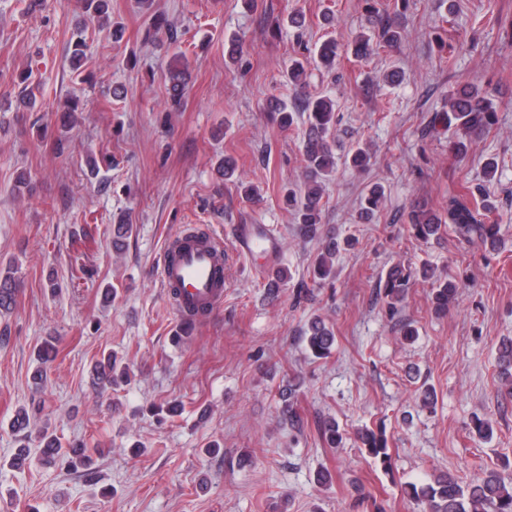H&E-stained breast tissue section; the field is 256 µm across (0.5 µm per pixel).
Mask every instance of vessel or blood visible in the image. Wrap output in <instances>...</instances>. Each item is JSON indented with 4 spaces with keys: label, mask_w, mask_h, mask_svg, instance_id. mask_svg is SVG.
Here are the masks:
<instances>
[{
    "label": "vessel or blood",
    "mask_w": 512,
    "mask_h": 512,
    "mask_svg": "<svg viewBox=\"0 0 512 512\" xmlns=\"http://www.w3.org/2000/svg\"><path fill=\"white\" fill-rule=\"evenodd\" d=\"M235 245L247 257L275 253L278 243L259 225L241 224L235 230ZM216 239L192 241L176 257L164 258L160 277L165 287L178 289L180 305L208 314L224 299V266L214 256Z\"/></svg>",
    "instance_id": "obj_1"
}]
</instances>
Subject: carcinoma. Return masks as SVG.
I'll return each instance as SVG.
<instances>
[{"label":"carcinoma","mask_w":512,"mask_h":512,"mask_svg":"<svg viewBox=\"0 0 512 512\" xmlns=\"http://www.w3.org/2000/svg\"><path fill=\"white\" fill-rule=\"evenodd\" d=\"M77 7L87 19L103 25L108 18L111 0H76ZM154 33L167 36L168 45L177 42V34L172 23L163 15H157L152 22ZM402 40L397 21L386 12H374L370 15L366 31L358 33L347 44L333 37L319 44L304 46L300 55L291 59L288 65V83L294 92V103L289 106L279 100L270 102L271 112L282 127L294 123V113L306 115L307 132L303 141V184L299 190L290 189L284 195L289 208L294 210L297 219V232L303 239L320 238L321 252L314 268V278L323 282L331 275L334 260L340 250L354 246L351 238L338 240L334 235L321 236L322 203L326 177L336 170L335 101L327 94L312 93L308 81V67L314 65L322 77L336 82V68L339 58L345 50H350L357 59H365L380 48L395 50ZM90 45L86 36L81 34L73 43L69 58L70 67L77 71L88 60ZM188 63L183 53L178 52L168 67V94L171 107L178 110L183 106L186 91ZM434 120L446 129L453 127L461 130L465 137L472 139L488 132L497 123V111L492 93L481 90L469 83L458 86L448 94V110L436 113ZM384 196L379 184L369 187L360 211V218L369 223L375 217ZM498 210L497 202L487 195L476 196L470 189L448 195L445 213L441 214L423 206L411 208L407 212V221L413 234L428 242L440 237L442 226H451L460 241L481 245L489 249L497 248L501 243L500 226L489 221L490 215ZM132 232V224L126 219L112 225V248L119 251ZM420 275L432 281V306L437 314L448 312L458 294V284L452 278H443L431 268L424 266ZM411 272L401 265L390 267L385 277L379 280L389 298V307L395 308L409 288ZM19 281L15 268L0 269V311H8L16 301ZM302 339L306 341L313 356L323 358L331 354L336 336L331 327L319 316L310 319ZM57 339H46L38 349L41 366L36 370L34 383L44 381L45 367L54 361L58 354ZM498 379L500 393L512 395V338H504L497 348ZM99 384L110 388L125 382L127 369L117 370L112 354H104L94 365ZM291 390L281 393L283 405L281 419L291 423H300V417L290 401ZM11 429L20 434L22 446L16 449L10 466L21 469L30 457L29 444L39 447L40 460L51 465L70 456V450L61 447L56 436L49 431L48 425L39 426L31 419L28 410L21 408L11 421ZM319 433L329 447L334 448L342 442L339 426L332 419L320 421ZM357 439L368 453L385 464L389 459L387 438L384 431L375 432L363 429L357 432ZM410 495L425 505L424 512H512V482L497 470H486L468 484H462L451 474L434 477L430 482L410 485Z\"/></svg>","instance_id":"cac0c4a2"}]
</instances>
